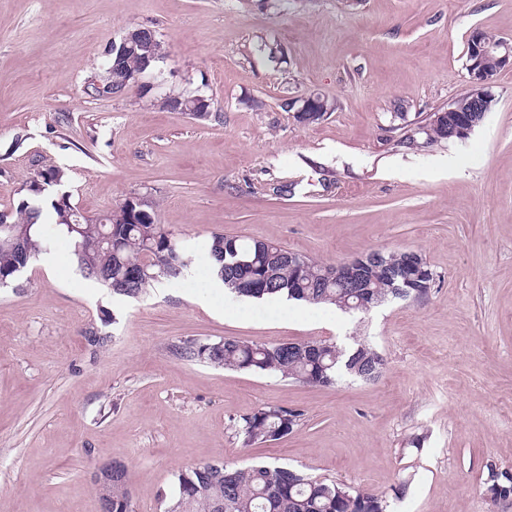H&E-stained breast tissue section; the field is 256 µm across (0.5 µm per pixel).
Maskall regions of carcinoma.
<instances>
[{"mask_svg": "<svg viewBox=\"0 0 512 512\" xmlns=\"http://www.w3.org/2000/svg\"><path fill=\"white\" fill-rule=\"evenodd\" d=\"M140 68L139 54L129 53L112 69L113 88L119 89L131 72ZM58 167L41 170L26 183L24 195L7 223L0 224V288L13 284L48 250L39 219L43 207L55 214L60 235L73 243L77 268L112 293L137 298L161 279L176 278L191 259L172 232L158 222L154 205H136L140 215L126 219L123 205L100 219L82 224L68 222L65 192H50L64 185ZM209 253L217 276L237 297L261 299L278 296L310 305H333L344 313H365L400 294H409L407 279L422 259L415 251L381 252L363 267L365 291L338 288L323 280L327 264L306 259L299 269L290 262L292 251L270 241L216 233ZM147 276L130 279L132 271ZM182 357L215 367L280 376L308 384L330 386L345 376L376 380L384 370L383 357L366 341L350 346L326 341L250 344L225 338L213 344L186 343L177 347ZM302 413L283 407H264L240 418L237 435L246 446L274 442L294 431ZM112 512H132L131 490L125 465L112 462L109 489ZM386 496L313 478L303 471L273 463L232 467L198 464L181 471L176 493L165 512H389Z\"/></svg>", "mask_w": 512, "mask_h": 512, "instance_id": "cac0c4a2", "label": "carcinoma"}]
</instances>
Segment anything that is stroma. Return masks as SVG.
I'll use <instances>...</instances> for the list:
<instances>
[{
	"mask_svg": "<svg viewBox=\"0 0 512 512\" xmlns=\"http://www.w3.org/2000/svg\"><path fill=\"white\" fill-rule=\"evenodd\" d=\"M138 27L164 45L153 90L97 95L106 50ZM476 28L512 40V0H0V210L57 166L84 214L151 201L194 257L224 233L325 263L412 250L435 273L423 301L365 314L213 299L194 269L119 299L45 223L57 270L38 260L0 288V512H101L91 475L112 460L133 512H163L181 470L207 462L285 464L390 512H512L489 481L512 476V67L466 139L402 145L469 89ZM169 93L210 99L211 117L157 106ZM313 94L333 104L317 123L283 107ZM356 336L386 360L377 380L309 385L174 352ZM265 406L303 417L244 446L236 422Z\"/></svg>",
	"mask_w": 512,
	"mask_h": 512,
	"instance_id": "1",
	"label": "stroma"
}]
</instances>
